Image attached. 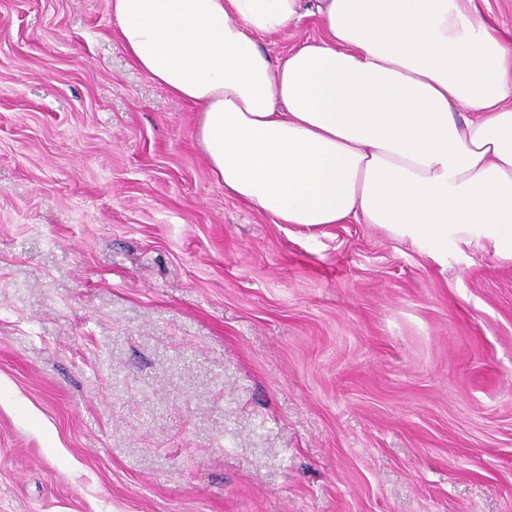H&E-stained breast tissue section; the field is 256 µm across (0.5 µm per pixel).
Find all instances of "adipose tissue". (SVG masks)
<instances>
[{
    "instance_id": "adipose-tissue-1",
    "label": "adipose tissue",
    "mask_w": 512,
    "mask_h": 512,
    "mask_svg": "<svg viewBox=\"0 0 512 512\" xmlns=\"http://www.w3.org/2000/svg\"><path fill=\"white\" fill-rule=\"evenodd\" d=\"M488 0H110L136 66L196 109L217 183L279 224L355 218L512 260V39ZM314 18L274 58L258 36Z\"/></svg>"
}]
</instances>
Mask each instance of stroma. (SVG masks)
Listing matches in <instances>:
<instances>
[{"instance_id": "stroma-1", "label": "stroma", "mask_w": 512, "mask_h": 512, "mask_svg": "<svg viewBox=\"0 0 512 512\" xmlns=\"http://www.w3.org/2000/svg\"><path fill=\"white\" fill-rule=\"evenodd\" d=\"M109 0H0V512H512V261L227 196Z\"/></svg>"}]
</instances>
